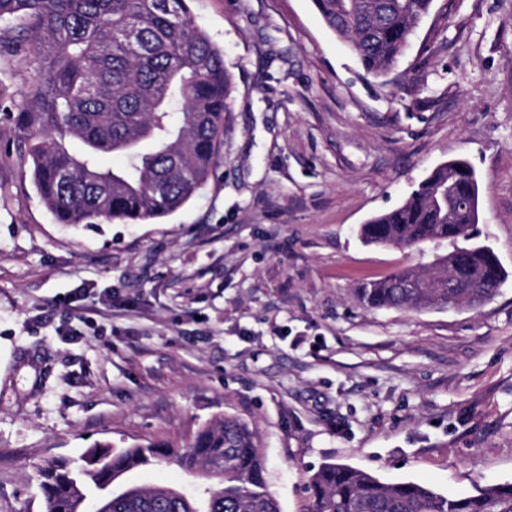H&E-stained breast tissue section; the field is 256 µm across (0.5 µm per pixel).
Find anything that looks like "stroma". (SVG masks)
I'll return each mask as SVG.
<instances>
[{
  "instance_id": "stroma-1",
  "label": "stroma",
  "mask_w": 512,
  "mask_h": 512,
  "mask_svg": "<svg viewBox=\"0 0 512 512\" xmlns=\"http://www.w3.org/2000/svg\"><path fill=\"white\" fill-rule=\"evenodd\" d=\"M231 92L215 176L145 224L55 223L0 161V512H43L39 469L95 442L256 433L281 512L326 461L448 495L512 482V0H434L367 75L311 0H193ZM0 59V139L28 77ZM468 160L475 241L509 273L477 308L372 309L359 284L448 244L360 227Z\"/></svg>"
}]
</instances>
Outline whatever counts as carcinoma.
I'll list each match as a JSON object with an SVG mask.
<instances>
[{"label": "carcinoma", "mask_w": 512, "mask_h": 512, "mask_svg": "<svg viewBox=\"0 0 512 512\" xmlns=\"http://www.w3.org/2000/svg\"><path fill=\"white\" fill-rule=\"evenodd\" d=\"M191 0H0V55L24 54L32 71L13 126L18 156L58 224H144L183 208L214 175L230 78L224 54L194 21ZM434 0H312L362 68L391 73ZM181 118H176L177 106ZM119 154L122 166L101 159ZM478 179L466 160L435 167L395 208L361 226L367 245L449 243L430 284L401 288L407 272L356 288L369 308H454L494 298L509 274L473 242ZM172 458L203 488L112 479ZM254 434L232 417L201 426L190 445L116 449L97 442L78 460L40 472L44 512H280ZM309 512H512V483L448 496L415 482H386L326 462L307 482Z\"/></svg>", "instance_id": "obj_1"}]
</instances>
